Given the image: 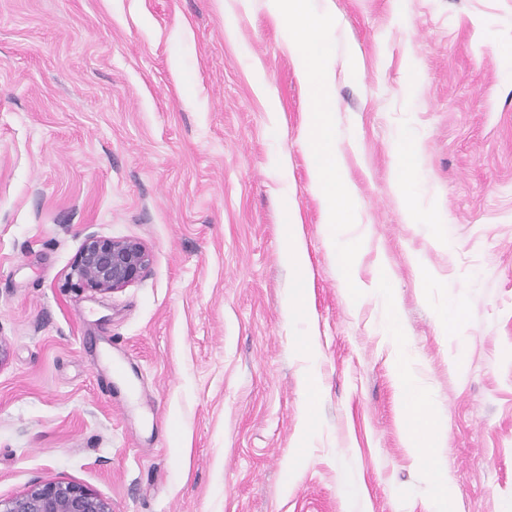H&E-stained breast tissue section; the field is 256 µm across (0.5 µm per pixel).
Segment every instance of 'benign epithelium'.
Instances as JSON below:
<instances>
[{
  "mask_svg": "<svg viewBox=\"0 0 512 512\" xmlns=\"http://www.w3.org/2000/svg\"><path fill=\"white\" fill-rule=\"evenodd\" d=\"M150 251L135 239L88 235L76 255L68 279L82 290L107 295L141 280ZM0 512H112L108 501L71 482L34 484L26 492L0 498Z\"/></svg>",
  "mask_w": 512,
  "mask_h": 512,
  "instance_id": "benign-epithelium-1",
  "label": "benign epithelium"
}]
</instances>
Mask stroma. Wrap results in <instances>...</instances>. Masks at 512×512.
<instances>
[{
    "label": "stroma",
    "instance_id": "obj_1",
    "mask_svg": "<svg viewBox=\"0 0 512 512\" xmlns=\"http://www.w3.org/2000/svg\"><path fill=\"white\" fill-rule=\"evenodd\" d=\"M313 2L338 16L336 140L361 219L343 237L362 242L363 282L389 266L446 428L454 512H502L512 0ZM309 100L269 0H0V498L66 481L112 512H428L385 302L344 296L313 195ZM403 141L421 161L401 189ZM285 202L301 220L306 325L288 304ZM90 234L144 242V278L103 297L67 287ZM452 302L464 321L448 334ZM310 410L319 430L303 446Z\"/></svg>",
    "mask_w": 512,
    "mask_h": 512
}]
</instances>
